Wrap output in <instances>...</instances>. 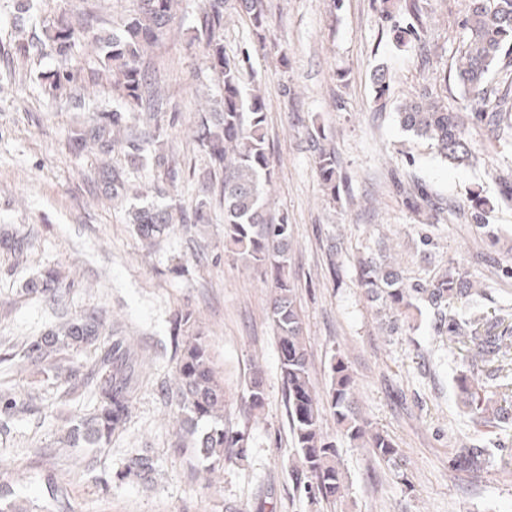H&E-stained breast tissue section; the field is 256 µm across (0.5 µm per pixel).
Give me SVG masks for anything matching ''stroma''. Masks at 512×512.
<instances>
[{
  "label": "stroma",
  "mask_w": 512,
  "mask_h": 512,
  "mask_svg": "<svg viewBox=\"0 0 512 512\" xmlns=\"http://www.w3.org/2000/svg\"><path fill=\"white\" fill-rule=\"evenodd\" d=\"M207 0H181L167 36L143 59L165 80L161 93L176 112L136 113V131L162 127L164 148L183 179L173 200L188 206L211 200L208 223L174 225L154 247H145L126 221L127 204L112 199L93 151H73V131L86 130L121 100L101 65L95 41L110 36L135 0H36L39 23L22 18L19 0H0V231L25 240L27 260L15 264L0 248V343L21 346L63 316L106 311L113 326L135 344L137 391L125 429L109 452L59 443L71 419L88 413L84 389L19 367H0V381L29 398L0 434V486L43 512L44 476L68 474L69 512H512V467L480 471L449 468L470 422L453 384V358L431 323L403 336L385 332L381 316L356 281L359 256L377 240L408 278H428L455 262L475 287L485 289L487 316L512 308V206L500 201V185L512 180V147L481 126L468 128L476 159L468 166L443 161L400 128L396 108L432 87L449 109L464 111V97L449 79L467 0H421L431 23L425 40L431 63L419 64V48L397 46L380 0H265L270 19L266 46L255 43L249 22L234 7L224 18L229 56L250 55L245 86H258L268 114L274 183L272 215L287 214L294 226L288 272L304 315L308 353L317 391L329 386L330 363L342 354L355 377V398L372 429L389 435L404 460L396 478L367 449L342 440L333 417L323 432L335 440L345 474L336 502H315L297 492L289 475L292 450L279 376V355L270 319L272 281L224 254V206L219 184L204 179L205 154L193 139L202 112L218 107L222 90L194 39ZM63 14L88 23L72 42L67 65L85 111L53 97L42 72L53 56L22 55L19 43L40 33L42 23ZM385 70L388 102L377 111L374 77ZM346 73L339 81L338 73ZM318 125L336 150L348 178L339 200L324 192L307 143ZM123 171L128 195H151L160 181L151 161L131 166L123 147L111 154ZM417 180L440 198L431 225L408 213L397 181ZM494 208L487 221L499 231L487 240L468 215L473 195ZM432 247H422L421 232ZM55 270L67 292L54 302L35 293L41 275ZM192 311L229 392L226 421L244 430V458L206 472L180 455L176 411L164 394L175 379L170 322ZM260 373L266 403L248 416L243 386ZM143 454L154 461L148 479H118L124 460ZM93 461V474L82 466Z\"/></svg>",
  "instance_id": "stroma-1"
}]
</instances>
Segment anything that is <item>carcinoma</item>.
I'll list each match as a JSON object with an SVG mask.
<instances>
[{"label": "carcinoma", "mask_w": 512, "mask_h": 512, "mask_svg": "<svg viewBox=\"0 0 512 512\" xmlns=\"http://www.w3.org/2000/svg\"><path fill=\"white\" fill-rule=\"evenodd\" d=\"M178 2L137 0L136 10L123 21L120 32L112 33V40L100 45L104 66L112 74L126 109L112 111L90 137L77 133L71 140L75 150L82 151L93 143L105 154L122 143L132 163L151 159L169 185L181 179V171L156 150L159 134H129L123 138L121 132L131 113L143 107L152 112L165 109L164 99L154 82L148 80L141 61L175 19ZM237 6L248 18L256 43L266 46L270 22L263 0H237ZM380 12L391 23L398 43L422 41L427 22L419 0H380ZM42 31L44 39L20 44V53L26 56L34 47L48 45L56 56L67 60L75 34L69 18L61 17L43 26ZM223 32L224 0H208L195 40L203 45L207 68L222 86V102L220 109L199 116L196 125V140L209 159L204 177L220 178L227 251L272 276L271 319L279 352L282 396L292 449L298 457L292 480L296 490L307 497L333 502L342 497L344 475L336 443L323 435L324 410H330L336 419L343 439L356 448H370L391 468H399L401 452L388 435L370 429L354 397L353 373L342 355L332 359L325 397L315 390L296 288L288 276L293 225L286 214L275 220L268 213L274 170L266 136L265 102L256 92L246 94L243 64L250 61V55L240 60L229 58L224 51ZM450 72L464 94L466 111L448 110L438 93L425 88L416 98L397 106L400 127L428 141L442 159L457 166L469 165L475 159L467 133L470 122L482 125L503 145H512V0H468ZM47 80L72 108H82L81 93L71 87L70 69L58 66L49 71ZM388 88L386 73L381 70L375 76V102L380 111L387 106ZM308 138L319 179L334 197L345 182L336 153L321 144V128L308 130ZM404 202L417 215L439 210L419 183L405 193ZM209 206L206 197L186 208L132 203L127 217L139 239L151 246L174 224L204 223ZM485 206L486 201L475 197L470 217L492 239L495 231L485 221ZM355 270L367 299L389 315L390 335L418 329V322L427 315L437 335L448 338L449 350H455L458 344L474 345L475 354L464 356L453 376L470 421L476 427H512V323H505L503 318L490 322L453 309L462 298L475 307L484 297V290L473 287L468 272L451 264L430 279L408 280L381 246L359 257ZM39 284L36 292L51 299L60 297L62 288L53 272H45ZM194 323L189 311L177 313L172 320L177 383L168 390V398L181 417L180 435L191 441V452L205 463V470L212 471L224 466L227 459L245 457L248 436L224 423V382L216 375L206 338L192 333ZM87 349L91 351L90 363L61 365L62 356ZM21 353L24 362L40 373L57 377L65 371L73 385L91 391V412L70 421L63 444L99 452L109 449L112 436L124 430L136 391L131 374L135 352L122 331L112 327L102 312L92 310L33 337ZM241 399L250 412L264 408L266 392L260 374L249 379ZM23 405L21 396L9 389L0 391V432L9 428ZM492 458L486 444L474 441L457 449L449 466L478 469ZM152 470L150 458L135 455L117 477L123 480ZM46 483L50 499L61 502L64 480L50 473Z\"/></svg>", "instance_id": "1"}]
</instances>
